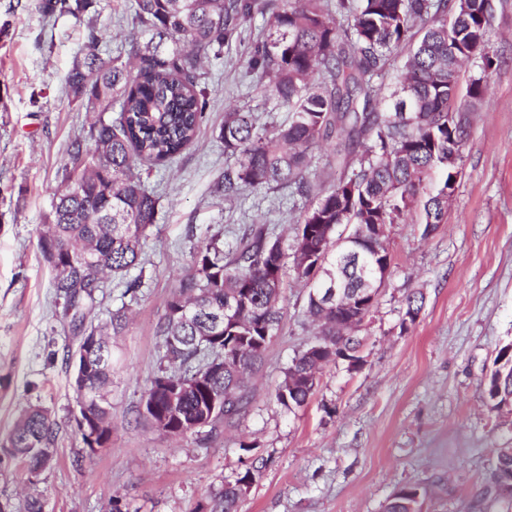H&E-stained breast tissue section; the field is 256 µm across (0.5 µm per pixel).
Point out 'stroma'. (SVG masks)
<instances>
[{
	"instance_id": "35a3bbf8",
	"label": "stroma",
	"mask_w": 512,
	"mask_h": 512,
	"mask_svg": "<svg viewBox=\"0 0 512 512\" xmlns=\"http://www.w3.org/2000/svg\"><path fill=\"white\" fill-rule=\"evenodd\" d=\"M41 0H0V448L17 418L38 406L56 438L52 464L22 483V462L0 464V502L26 512L41 497L45 512H198L235 482L247 461L264 466L243 492L238 512H384L397 488L419 485L422 512H512L490 494L497 449L512 448V411L491 412L486 379L501 347L512 343V0H495L483 70L471 57L459 85L484 77L487 91L469 114L455 192L445 223L389 228L393 261L359 336L361 364H329L307 403L287 410L274 398L291 359L313 338L308 289L289 279L283 328L253 378L243 415L211 435L172 439L140 419L137 406L159 369L156 323L187 270L191 252L211 237L228 243L246 225L278 230L294 207L281 192L242 189L226 201L219 185L236 159L218 131L226 107L282 122L247 60L265 20L243 22L206 68L208 105L197 140L167 167L138 170L159 197L157 224L142 255L143 286L124 302L105 278L92 322L129 306L125 331L112 339V435L84 443L70 317L54 301L53 272L40 245L68 160L92 120L66 93V78L90 28L106 31L111 58L128 46L130 21L116 0H95L90 20L46 19ZM421 292L423 308L404 324V298Z\"/></svg>"
}]
</instances>
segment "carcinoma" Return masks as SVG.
I'll return each mask as SVG.
<instances>
[{"label":"carcinoma","mask_w":512,"mask_h":512,"mask_svg":"<svg viewBox=\"0 0 512 512\" xmlns=\"http://www.w3.org/2000/svg\"><path fill=\"white\" fill-rule=\"evenodd\" d=\"M130 0L129 17L141 29L127 59L104 66L102 35L89 29L82 55L68 74V95L97 113L90 126L94 149L77 138L69 149L61 191L40 236L42 252L57 251L53 286L72 312L74 332L91 336L87 354V410L77 422L88 446L106 444L112 431V402L102 391L112 384V337L126 327V306L93 324L88 315L108 273L137 299L141 279L129 274L140 264L158 197L137 172V162L165 165L190 145L207 107L202 86L205 64L221 58L237 23L267 16L263 39L247 61L267 79L265 91L288 119L273 127L251 112L229 108L218 138L236 167L224 172L225 196L240 188L291 189L311 199L293 219L287 244L270 225L252 224L224 247L215 237L197 247L177 290L157 324L162 337L159 370L141 399L154 403L138 416L161 432L185 435L215 428L244 413L254 396L250 375L262 361L282 321V290L288 271L309 287L306 317L320 324L312 354L298 353L284 370L275 400L286 409L306 404L319 385L322 366L336 362V344L356 356L359 338L346 324L361 325L367 309L355 291L367 270L391 268L388 245L357 244L339 255L326 237L329 224H405L420 211V223L442 224L459 174L458 160L469 119L459 123V66L464 45L484 69L493 0ZM93 0H41L47 19H75ZM412 50L398 87L384 96L393 53ZM336 140L341 175L324 185L312 168L311 151ZM347 291L346 307L326 303L322 290ZM201 382L171 399L175 384ZM490 410L512 407V354L500 350L486 382ZM55 439L48 413H22L9 437V456L27 473L53 457L30 455ZM256 465L224 486L210 512H237ZM496 486L512 485V448H499L493 467ZM422 488L393 492L385 512H420Z\"/></svg>","instance_id":"obj_1"}]
</instances>
